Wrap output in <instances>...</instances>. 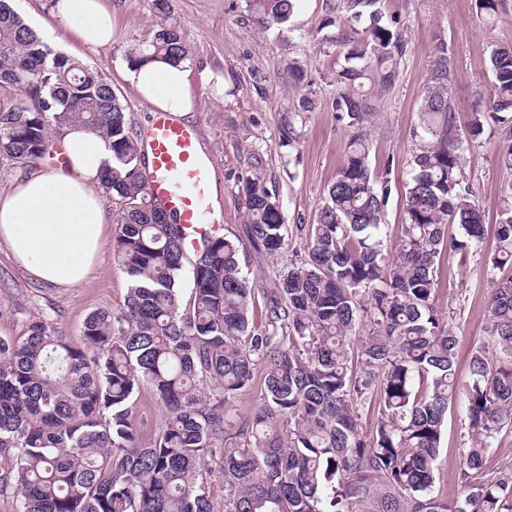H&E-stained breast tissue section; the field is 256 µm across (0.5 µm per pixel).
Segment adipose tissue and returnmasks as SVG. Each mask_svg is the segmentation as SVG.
Wrapping results in <instances>:
<instances>
[{"instance_id":"ef3b65f1","label":"adipose tissue","mask_w":512,"mask_h":512,"mask_svg":"<svg viewBox=\"0 0 512 512\" xmlns=\"http://www.w3.org/2000/svg\"><path fill=\"white\" fill-rule=\"evenodd\" d=\"M55 14L84 45L112 39V14L102 0H56ZM191 71L148 61L126 70L133 91L157 111L186 116L192 110ZM61 167L17 179L0 194V242L32 278L59 286L89 284L100 252L107 215L99 195L100 174L111 153L104 141L73 126L60 140Z\"/></svg>"}]
</instances>
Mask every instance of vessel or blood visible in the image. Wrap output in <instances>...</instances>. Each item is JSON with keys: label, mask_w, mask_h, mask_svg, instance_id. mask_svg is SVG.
I'll return each instance as SVG.
<instances>
[{"label": "vessel or blood", "mask_w": 512, "mask_h": 512, "mask_svg": "<svg viewBox=\"0 0 512 512\" xmlns=\"http://www.w3.org/2000/svg\"><path fill=\"white\" fill-rule=\"evenodd\" d=\"M142 141L150 164L146 178L151 194L159 206L176 215L184 246L194 251L220 229L211 218L212 162L201 155L198 131L157 112Z\"/></svg>", "instance_id": "1"}]
</instances>
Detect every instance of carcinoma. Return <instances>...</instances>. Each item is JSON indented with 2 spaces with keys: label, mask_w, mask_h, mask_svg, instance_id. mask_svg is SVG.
Returning a JSON list of instances; mask_svg holds the SVG:
<instances>
[{
  "label": "carcinoma",
  "mask_w": 512,
  "mask_h": 512,
  "mask_svg": "<svg viewBox=\"0 0 512 512\" xmlns=\"http://www.w3.org/2000/svg\"><path fill=\"white\" fill-rule=\"evenodd\" d=\"M378 0H331L329 8L365 20L333 42L346 49L336 71V110L359 129L327 199L306 231L307 259L280 277L262 330L249 329L255 301L242 273L247 247L269 256L288 235L279 203L257 177L241 192L244 237L212 236L195 253L189 306L179 275L186 255L180 225L153 200L125 107L97 67L54 51L0 0V152L42 160L72 125L107 142L112 164L101 187L120 198L114 254L129 278L117 312L84 321L73 342L48 323L0 338V489H15L17 512H214L203 477L221 453L224 512H512V483L484 479L487 448L512 429V275L494 280L489 341L456 372V336L435 308L437 269L447 248L466 259L485 235L466 182L463 152L480 144L481 113L463 126L440 55L419 109L402 224L388 241L383 224L389 172L371 170L361 132L398 77L408 46L374 8ZM249 9L287 22L294 0H248ZM178 31L160 25L130 60H187ZM490 108L512 167V48L489 56ZM490 277L512 271V184L501 190ZM463 238L448 243V225ZM370 297V304L363 303ZM366 317L371 328L356 336ZM261 404L224 439L235 399L255 380ZM149 387L168 415L145 440L134 415ZM467 401L464 500L434 495L448 410ZM378 400L363 430L361 408Z\"/></svg>",
  "instance_id": "carcinoma-1"
}]
</instances>
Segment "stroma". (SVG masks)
<instances>
[{
	"mask_svg": "<svg viewBox=\"0 0 512 512\" xmlns=\"http://www.w3.org/2000/svg\"><path fill=\"white\" fill-rule=\"evenodd\" d=\"M55 0H15L22 17L55 51L96 66L108 78L126 108L133 132H141L152 112L123 78L130 54L150 42L161 22L174 24L188 50L193 72L210 71L209 84L193 80L194 102L187 120L200 130L201 147L212 161L219 222L229 237L243 236L247 222L240 180L254 176L273 189L290 232L281 252L267 257L247 250L245 273L259 291L250 312L252 328L265 323V296L280 275L299 263L306 250L301 227L311 224L327 197V187L344 161L355 130L336 110V72L344 50L332 38L350 27L347 16L329 12L328 0H296L287 23L262 21L246 0H168L159 13L156 0H104L112 13V41L89 48L76 32L54 15ZM386 19L395 20L409 52L400 64L395 86L379 102L364 126L376 170H389L391 195L384 209L389 234L401 223L405 193L411 178V157L418 140V110L439 54H446L454 79L452 95L461 122L473 112L487 111L492 94L488 58L492 50L512 46V0H504L493 19L477 14L473 0H381ZM299 61L304 82L288 76L290 61ZM310 97L312 108L290 115L292 102ZM294 123L299 138L285 146L283 132ZM499 127L485 121L480 146L464 154V173L487 219H494L502 186L512 182V170L498 158ZM108 222L92 282L64 288L31 279L0 245V337L23 336L31 323L51 324L78 339L85 318L99 309L122 307L129 281L115 259L113 241L122 203L104 194ZM494 247L485 240L482 252L460 260L443 258L435 305L452 316L456 336V371L469 373L473 350L487 337L489 300L493 290L482 269V257ZM466 411L456 404L448 414L437 460L434 493L448 502L464 497L460 472L467 447Z\"/></svg>",
	"mask_w": 512,
	"mask_h": 512,
	"instance_id": "obj_1",
	"label": "stroma"
}]
</instances>
